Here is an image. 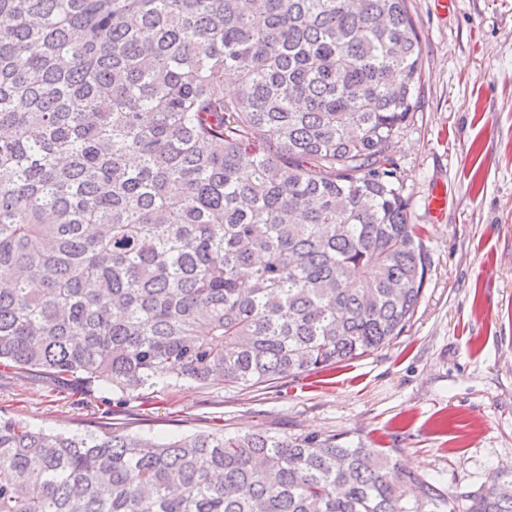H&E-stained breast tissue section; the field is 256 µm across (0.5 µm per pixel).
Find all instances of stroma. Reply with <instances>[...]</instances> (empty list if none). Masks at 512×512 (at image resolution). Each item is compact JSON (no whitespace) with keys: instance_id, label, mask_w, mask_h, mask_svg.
<instances>
[{"instance_id":"35a3bbf8","label":"stroma","mask_w":512,"mask_h":512,"mask_svg":"<svg viewBox=\"0 0 512 512\" xmlns=\"http://www.w3.org/2000/svg\"><path fill=\"white\" fill-rule=\"evenodd\" d=\"M423 47L397 134L428 272L403 333L310 377L244 388L159 384L122 397L0 367V416L67 434L321 432L380 448L449 495L512 466V0H410ZM445 190L447 205L428 201Z\"/></svg>"}]
</instances>
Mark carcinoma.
<instances>
[{"instance_id":"cac0c4a2","label":"carcinoma","mask_w":512,"mask_h":512,"mask_svg":"<svg viewBox=\"0 0 512 512\" xmlns=\"http://www.w3.org/2000/svg\"><path fill=\"white\" fill-rule=\"evenodd\" d=\"M422 60L409 0H0V363L131 396L384 348L428 270ZM0 512H512V466L453 499L334 434L1 417Z\"/></svg>"}]
</instances>
